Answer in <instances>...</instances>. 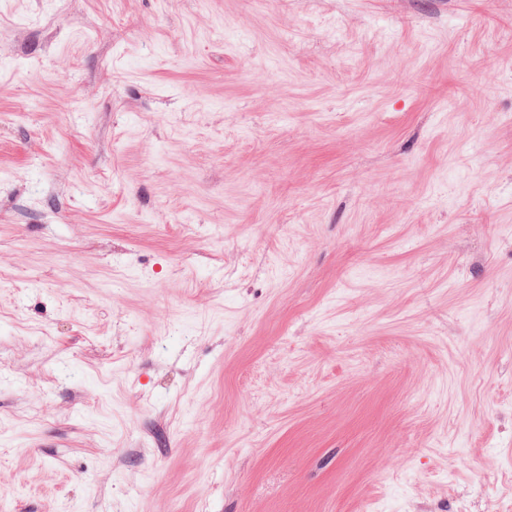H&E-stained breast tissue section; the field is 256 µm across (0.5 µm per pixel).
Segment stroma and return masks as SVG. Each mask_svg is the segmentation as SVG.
Here are the masks:
<instances>
[{"mask_svg":"<svg viewBox=\"0 0 512 512\" xmlns=\"http://www.w3.org/2000/svg\"><path fill=\"white\" fill-rule=\"evenodd\" d=\"M0 512H512V0H0Z\"/></svg>","mask_w":512,"mask_h":512,"instance_id":"1","label":"stroma"}]
</instances>
